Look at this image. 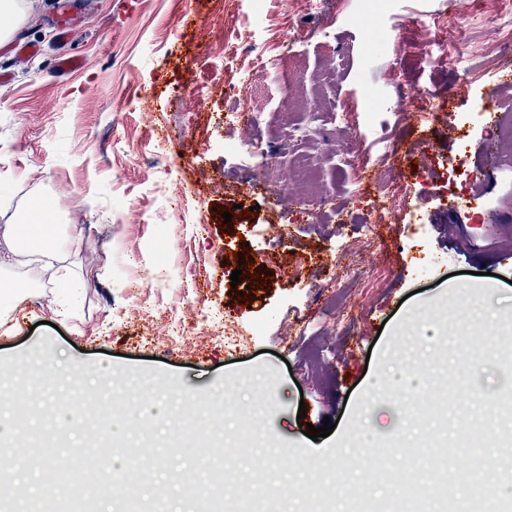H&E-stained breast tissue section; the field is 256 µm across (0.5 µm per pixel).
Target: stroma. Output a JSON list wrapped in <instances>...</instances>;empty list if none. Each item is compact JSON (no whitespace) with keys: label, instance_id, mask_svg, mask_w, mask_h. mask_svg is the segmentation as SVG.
<instances>
[{"label":"stroma","instance_id":"stroma-1","mask_svg":"<svg viewBox=\"0 0 512 512\" xmlns=\"http://www.w3.org/2000/svg\"><path fill=\"white\" fill-rule=\"evenodd\" d=\"M459 1L448 21L452 0H192L199 41L177 0H23L0 47V227L49 204L61 255L7 272L41 301L0 324V383L29 406L25 444L0 446L17 512L68 502L46 462L105 468L128 448L150 451L139 512H197L159 460L201 482L223 463L239 512H391L408 480L433 489L430 448L512 487V136L491 174L483 135L447 119L461 75L512 52V0ZM64 54L83 68L62 73ZM414 88L436 122L406 104ZM253 143L278 164L241 154ZM356 147L390 155L387 181L352 165ZM464 147L475 176L454 208L442 163ZM402 181L406 223L367 245ZM67 271L70 321L53 305Z\"/></svg>","mask_w":512,"mask_h":512}]
</instances>
